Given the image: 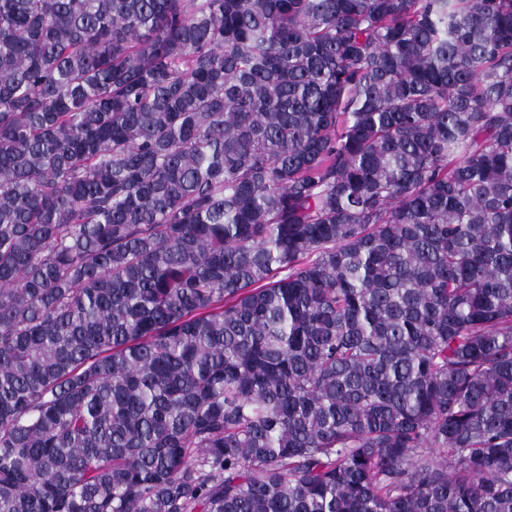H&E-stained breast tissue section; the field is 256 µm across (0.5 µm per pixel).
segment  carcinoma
I'll list each match as a JSON object with an SVG mask.
<instances>
[{"label": "carcinoma", "instance_id": "carcinoma-1", "mask_svg": "<svg viewBox=\"0 0 512 512\" xmlns=\"http://www.w3.org/2000/svg\"><path fill=\"white\" fill-rule=\"evenodd\" d=\"M0 512H512V0H0Z\"/></svg>", "mask_w": 512, "mask_h": 512}]
</instances>
